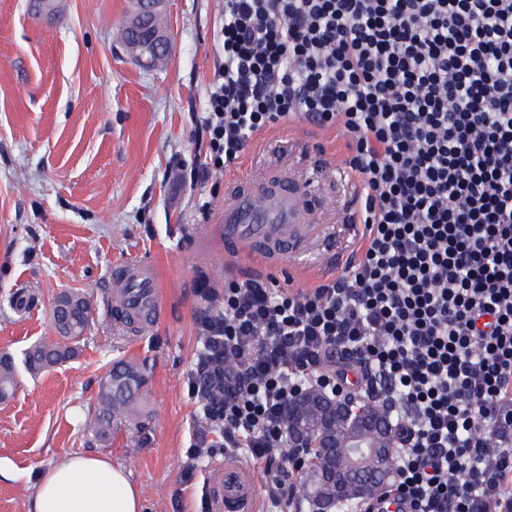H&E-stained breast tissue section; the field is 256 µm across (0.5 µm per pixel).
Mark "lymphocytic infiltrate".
Returning a JSON list of instances; mask_svg holds the SVG:
<instances>
[{"label": "lymphocytic infiltrate", "instance_id": "f902f5d3", "mask_svg": "<svg viewBox=\"0 0 512 512\" xmlns=\"http://www.w3.org/2000/svg\"><path fill=\"white\" fill-rule=\"evenodd\" d=\"M204 171L263 130L340 127L363 249L301 291L224 283L188 384L289 495L281 409L318 386L398 407L400 512H512V0H224ZM332 371H324L325 361Z\"/></svg>", "mask_w": 512, "mask_h": 512}]
</instances>
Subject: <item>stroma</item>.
Masks as SVG:
<instances>
[{
    "instance_id": "35a3bbf8",
    "label": "stroma",
    "mask_w": 512,
    "mask_h": 512,
    "mask_svg": "<svg viewBox=\"0 0 512 512\" xmlns=\"http://www.w3.org/2000/svg\"><path fill=\"white\" fill-rule=\"evenodd\" d=\"M35 2L0 0V355L22 358L53 336L60 293H83L91 315L75 358L35 376L19 370L14 398L0 403V512H28L39 473L80 453L129 472L144 512H214L207 469L223 462L224 438L211 427L212 453L189 460L201 412L188 376L206 293L223 291L237 266L209 225L224 206V176H197L224 0H166L169 52L154 68L116 37L133 0H61L54 13ZM286 132L256 141L238 172L319 174L328 245L357 250L359 184L343 136L332 128L312 146ZM131 260L152 266L162 307L137 336L112 312L110 273ZM22 292L34 296L23 311L11 304ZM119 361L146 377L141 414L100 442L87 420Z\"/></svg>"
}]
</instances>
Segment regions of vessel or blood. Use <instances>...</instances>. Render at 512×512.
Masks as SVG:
<instances>
[{"mask_svg":"<svg viewBox=\"0 0 512 512\" xmlns=\"http://www.w3.org/2000/svg\"><path fill=\"white\" fill-rule=\"evenodd\" d=\"M226 202L219 215L224 226V251L236 254L257 250L267 263L285 255L308 252L310 242L322 230L317 209L299 194L293 176L269 186L265 175L224 179ZM112 284L126 289L127 309L141 324L157 322L159 308L156 281L145 263L132 261L113 268ZM208 487L215 512H251L260 485L253 469L225 458Z\"/></svg>","mask_w":512,"mask_h":512,"instance_id":"obj_1","label":"vessel or blood"}]
</instances>
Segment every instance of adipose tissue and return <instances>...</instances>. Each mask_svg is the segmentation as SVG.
<instances>
[{"instance_id":"1","label":"adipose tissue","mask_w":512,"mask_h":512,"mask_svg":"<svg viewBox=\"0 0 512 512\" xmlns=\"http://www.w3.org/2000/svg\"><path fill=\"white\" fill-rule=\"evenodd\" d=\"M29 512H142V503L125 469L74 454L40 474Z\"/></svg>"}]
</instances>
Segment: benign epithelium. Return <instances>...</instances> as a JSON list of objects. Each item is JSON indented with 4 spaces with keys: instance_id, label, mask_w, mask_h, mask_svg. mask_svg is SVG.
I'll return each mask as SVG.
<instances>
[{
    "instance_id": "benign-epithelium-1",
    "label": "benign epithelium",
    "mask_w": 512,
    "mask_h": 512,
    "mask_svg": "<svg viewBox=\"0 0 512 512\" xmlns=\"http://www.w3.org/2000/svg\"><path fill=\"white\" fill-rule=\"evenodd\" d=\"M161 0H141L138 11L127 23L134 34L146 40L155 51H167L166 34L148 22V16L158 10ZM371 403L381 416L360 422L359 432L349 437L342 432L352 405L349 400L327 392L296 395L282 407L288 418L286 428L291 455L302 457L309 452L319 455L326 482L344 495L353 492L362 503L372 502V490L379 488L380 479L387 478L395 468L397 433L390 417V406L373 399ZM296 509L308 504L310 512H333L336 497L323 493L304 498L297 490Z\"/></svg>"
}]
</instances>
